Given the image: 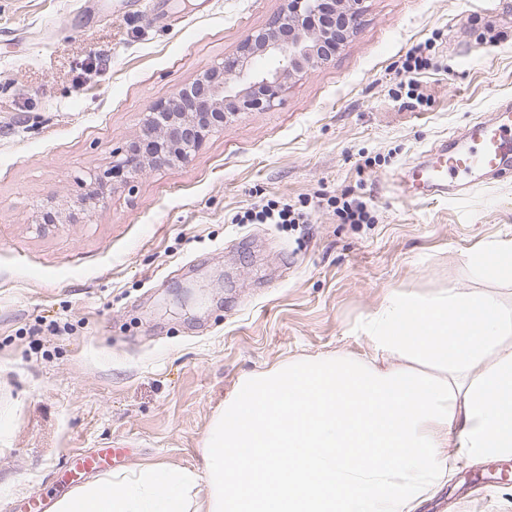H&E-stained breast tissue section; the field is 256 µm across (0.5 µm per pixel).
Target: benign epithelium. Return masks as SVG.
I'll return each instance as SVG.
<instances>
[{
    "mask_svg": "<svg viewBox=\"0 0 512 512\" xmlns=\"http://www.w3.org/2000/svg\"><path fill=\"white\" fill-rule=\"evenodd\" d=\"M363 0H284L280 13L250 32L236 53L206 69L175 97L154 105L141 142L112 152V172L137 175L160 163L183 162L192 148L224 132L227 115L264 112L282 103L297 76L331 60L340 30L314 19L333 4L346 33L353 32Z\"/></svg>",
    "mask_w": 512,
    "mask_h": 512,
    "instance_id": "7a95c632",
    "label": "benign epithelium"
}]
</instances>
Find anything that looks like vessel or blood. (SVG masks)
Listing matches in <instances>:
<instances>
[{
	"mask_svg": "<svg viewBox=\"0 0 512 512\" xmlns=\"http://www.w3.org/2000/svg\"><path fill=\"white\" fill-rule=\"evenodd\" d=\"M431 159L421 172L422 188L430 194L467 191L483 172L512 166V104L501 105L493 122L470 125L461 145L434 148Z\"/></svg>",
	"mask_w": 512,
	"mask_h": 512,
	"instance_id": "obj_1",
	"label": "vessel or blood"
}]
</instances>
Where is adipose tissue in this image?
<instances>
[{"instance_id": "1", "label": "adipose tissue", "mask_w": 512, "mask_h": 512, "mask_svg": "<svg viewBox=\"0 0 512 512\" xmlns=\"http://www.w3.org/2000/svg\"><path fill=\"white\" fill-rule=\"evenodd\" d=\"M512 283V244L467 257ZM374 355L290 359L243 375L195 470L89 482L55 512H416L447 449L512 457V310L480 294L391 295Z\"/></svg>"}]
</instances>
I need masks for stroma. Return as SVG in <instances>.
<instances>
[{"mask_svg":"<svg viewBox=\"0 0 512 512\" xmlns=\"http://www.w3.org/2000/svg\"><path fill=\"white\" fill-rule=\"evenodd\" d=\"M282 0H0V500L55 505L96 475L202 463L242 374L302 357L369 358L365 323L389 293L512 285L469 253L512 243V172L422 197L425 152L512 101V0H363L330 62L282 104L241 112L186 162L73 203L150 107L232 53ZM428 44L424 101L400 83ZM365 201L342 223L329 198ZM275 200L311 223L237 224ZM511 459L448 451L419 512H512Z\"/></svg>","mask_w":512,"mask_h":512,"instance_id":"1","label":"stroma"}]
</instances>
